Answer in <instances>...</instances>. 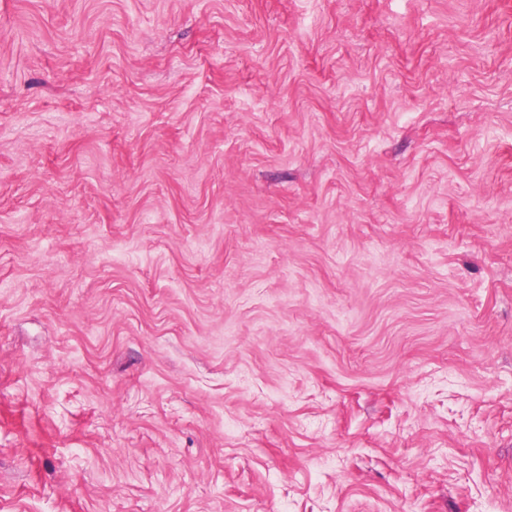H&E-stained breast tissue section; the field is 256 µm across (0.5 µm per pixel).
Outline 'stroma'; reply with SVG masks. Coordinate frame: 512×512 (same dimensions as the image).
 I'll use <instances>...</instances> for the list:
<instances>
[{"label":"stroma","instance_id":"obj_1","mask_svg":"<svg viewBox=\"0 0 512 512\" xmlns=\"http://www.w3.org/2000/svg\"><path fill=\"white\" fill-rule=\"evenodd\" d=\"M0 512H512V0H0Z\"/></svg>","mask_w":512,"mask_h":512}]
</instances>
